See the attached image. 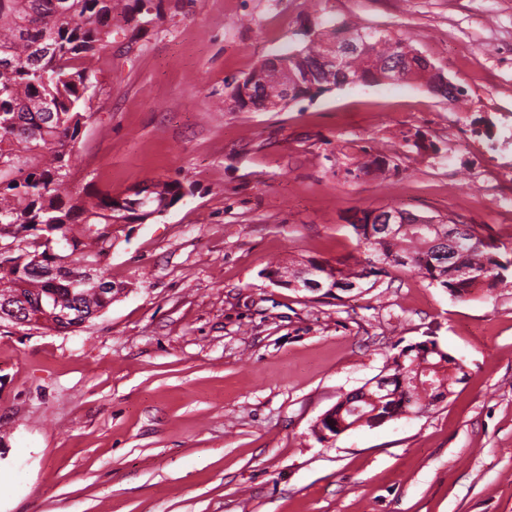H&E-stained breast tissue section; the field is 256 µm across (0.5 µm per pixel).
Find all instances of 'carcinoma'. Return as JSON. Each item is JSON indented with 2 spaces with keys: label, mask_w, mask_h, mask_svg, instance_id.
Here are the masks:
<instances>
[{
  "label": "carcinoma",
  "mask_w": 512,
  "mask_h": 512,
  "mask_svg": "<svg viewBox=\"0 0 512 512\" xmlns=\"http://www.w3.org/2000/svg\"><path fill=\"white\" fill-rule=\"evenodd\" d=\"M329 0H313L316 17L294 30L288 49L261 61L233 96L242 108H283L284 87L311 97L328 85L416 80L451 104L466 91L450 92L437 83L427 61L406 40L389 30L361 26L327 12ZM161 3L133 0H0V242L16 244L0 255V301L24 288L34 300L86 316L110 306L102 288L112 277L101 262L112 249V224L119 218L143 224L173 207L183 196L176 180L148 179L147 202L122 204V195L91 183L73 194L75 147L91 110L97 83L92 62L118 30L139 32L161 19ZM361 160L345 169L353 179L390 168V156L371 146L359 148ZM462 227L453 260L442 263L441 236L448 225ZM354 251L336 263L306 259L299 266L318 268L323 295L363 292L393 272L416 273L428 285L463 299L473 289L488 291L507 281L512 261L474 226L452 215L437 224H396L383 232L364 213L351 224ZM98 275L85 278L90 266ZM471 275H455V266ZM384 377L389 393L380 405L353 394L335 405L336 421L373 427L403 415L422 416L451 393L463 367L433 338L408 344L390 355ZM421 376L423 386L400 384V377Z\"/></svg>",
  "instance_id": "carcinoma-1"
}]
</instances>
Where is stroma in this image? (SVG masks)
Segmentation results:
<instances>
[{
	"label": "stroma",
	"instance_id": "obj_1",
	"mask_svg": "<svg viewBox=\"0 0 512 512\" xmlns=\"http://www.w3.org/2000/svg\"><path fill=\"white\" fill-rule=\"evenodd\" d=\"M307 5L163 0L96 61L71 190L187 194L119 232L126 290L81 327L0 321V512H512V283L458 300L406 273L336 299L265 276L346 255L352 216L390 206L459 216L512 259V0L328 4L403 35L463 112L416 81L238 109L235 82ZM347 142L394 171L346 177ZM428 336L466 372L447 399L317 441L392 345Z\"/></svg>",
	"mask_w": 512,
	"mask_h": 512
}]
</instances>
